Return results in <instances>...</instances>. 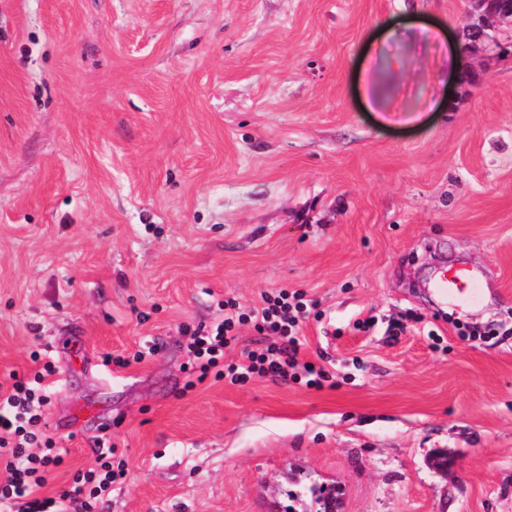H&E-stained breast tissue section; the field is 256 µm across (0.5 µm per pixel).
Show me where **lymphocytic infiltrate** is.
Segmentation results:
<instances>
[{
	"mask_svg": "<svg viewBox=\"0 0 512 512\" xmlns=\"http://www.w3.org/2000/svg\"><path fill=\"white\" fill-rule=\"evenodd\" d=\"M314 306L302 289L263 293L260 304L247 309L225 299L219 323L186 331L190 362L185 390L210 379L244 385L258 377L323 387L330 373L299 357L297 334ZM247 324L259 339L243 347L239 330ZM234 348L238 357L226 359V351ZM30 358L37 369L28 379L16 377L10 384H0V512H91L111 493L118 474L102 452L98 468L75 476L72 490L56 497L43 495L49 473L64 462L42 429L44 408L56 386V368L40 353H31Z\"/></svg>",
	"mask_w": 512,
	"mask_h": 512,
	"instance_id": "f902f5d3",
	"label": "lymphocytic infiltrate"
}]
</instances>
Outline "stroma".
I'll use <instances>...</instances> for the list:
<instances>
[{
  "mask_svg": "<svg viewBox=\"0 0 512 512\" xmlns=\"http://www.w3.org/2000/svg\"><path fill=\"white\" fill-rule=\"evenodd\" d=\"M469 8L0 0V384L35 350L58 370L44 495L105 435L103 512H317L331 487L342 512H512V42L455 76L379 33L455 38ZM436 81L451 106L407 120ZM461 265L492 283L469 304L432 288ZM282 287L317 300L300 357L331 385L185 390L182 326Z\"/></svg>",
  "mask_w": 512,
  "mask_h": 512,
  "instance_id": "obj_1",
  "label": "stroma"
}]
</instances>
